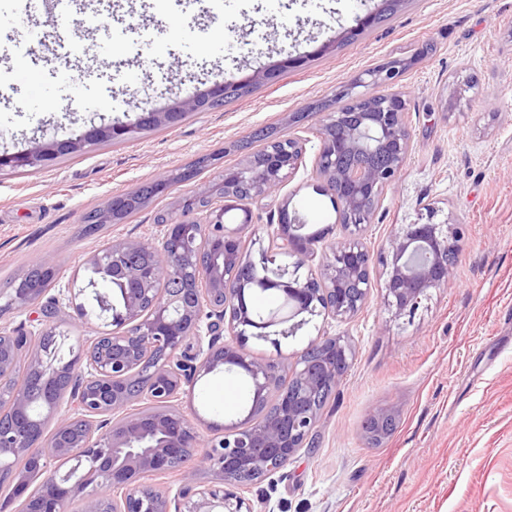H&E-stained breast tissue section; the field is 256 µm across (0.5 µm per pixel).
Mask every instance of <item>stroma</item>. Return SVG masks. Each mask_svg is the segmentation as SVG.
I'll list each match as a JSON object with an SVG mask.
<instances>
[{"label":"stroma","mask_w":512,"mask_h":512,"mask_svg":"<svg viewBox=\"0 0 512 512\" xmlns=\"http://www.w3.org/2000/svg\"><path fill=\"white\" fill-rule=\"evenodd\" d=\"M367 7L385 20L353 32ZM91 12L94 52L66 56L68 22ZM36 25L45 37L40 59L25 66L56 107L35 106L25 83L10 80L14 52L0 47V153L28 149L46 132L82 133L89 115L70 111L74 102L132 121L194 96L196 75L240 80L290 54L305 62L253 78L248 95L136 140L98 143L33 174L0 171V327L32 332L39 309L5 304L33 259L59 265L48 290L56 298L84 276L94 252L121 239L157 240V214L174 212L194 182L172 183L128 221L93 235L81 229L108 198L220 149L223 158L199 175L218 180L257 128L300 135L306 152L279 196L233 212L227 226L239 230L245 252L274 250L270 217L285 202L310 229L346 238L329 199L312 188L319 122L292 117L363 72L406 62L395 86L407 93L410 155L359 233L376 259L368 302L346 320L313 317L283 348L289 354L342 336L352 345L350 367L320 412L313 447L246 496L255 512H512V0H292L281 11L269 0H193L181 15L155 0H73L69 19L41 14ZM427 222L460 232L453 280L398 316L377 259L402 225ZM250 397L248 380L220 371L175 406L231 423L243 419ZM382 408L394 410L398 424L374 446L364 425Z\"/></svg>","instance_id":"obj_1"}]
</instances>
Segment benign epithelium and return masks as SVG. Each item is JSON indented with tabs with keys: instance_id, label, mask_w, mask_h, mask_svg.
Here are the masks:
<instances>
[{
	"instance_id": "benign-epithelium-1",
	"label": "benign epithelium",
	"mask_w": 512,
	"mask_h": 512,
	"mask_svg": "<svg viewBox=\"0 0 512 512\" xmlns=\"http://www.w3.org/2000/svg\"><path fill=\"white\" fill-rule=\"evenodd\" d=\"M399 65L388 62L347 81L338 95L350 97L356 112H327L319 121L316 169L320 187L336 202L340 223L360 229L370 222L382 190L392 185L404 166L411 145L405 123L407 100L400 90L377 95L355 93L358 87L392 85ZM241 82L213 81L191 98L162 110L142 113L135 122L106 120L99 114L80 135H56L16 153L0 154V171L9 168L39 172L62 155L74 154L99 142H124L147 126H174L186 114L218 105ZM304 147L297 138L270 140L258 153L246 155L224 169L214 188L196 185L179 206L178 218L163 224L155 242L122 239L94 253L87 265L122 284L123 304L117 308L97 293L96 309L88 295L95 281L67 286V304L54 300L43 311L38 334L22 327H0V480L13 484L21 500L18 512H254L244 490L280 469L306 444L320 413L324 392L336 388L350 365L348 341L324 336L295 354L288 386L274 401L277 370L288 362L282 343L296 337L309 317L322 313L348 318L362 309L370 291V253L356 239L326 242V234L301 237L297 216L288 204L279 209L272 238L276 249L254 260L243 253L236 233L224 228V208L239 202L240 191L252 198L279 192L302 164ZM206 199L203 211L197 201ZM127 203L113 196L95 212L96 222L110 223ZM205 217H199L200 213ZM458 232L448 224H406L390 239L385 262L388 305L397 313L413 310L430 288H445L453 277L454 242ZM322 250L319 275H304L305 260ZM283 278L268 285L281 289L289 302L288 318L256 321L248 287L251 276L277 258ZM46 292L30 284L14 289L9 305L21 310ZM73 309L70 319L83 328L96 326L93 336H78L68 361L52 357L49 347L63 335L62 307ZM229 330L234 343L224 342ZM270 343L276 357L258 359L245 352L249 339ZM30 346L29 386L12 388L14 350ZM233 365L251 380L254 408L260 412L248 426L211 422L203 436L172 402L198 379ZM70 388L65 408H55L50 434L32 420L28 409L38 397L52 398L60 385ZM151 407L133 411L136 401ZM398 423L393 410L372 414L365 425L367 439L380 443ZM23 458L22 473L12 461ZM59 460L88 469L91 479L73 481L55 465ZM212 471L204 482L199 469ZM182 474L176 496L159 483H133Z\"/></svg>"
}]
</instances>
